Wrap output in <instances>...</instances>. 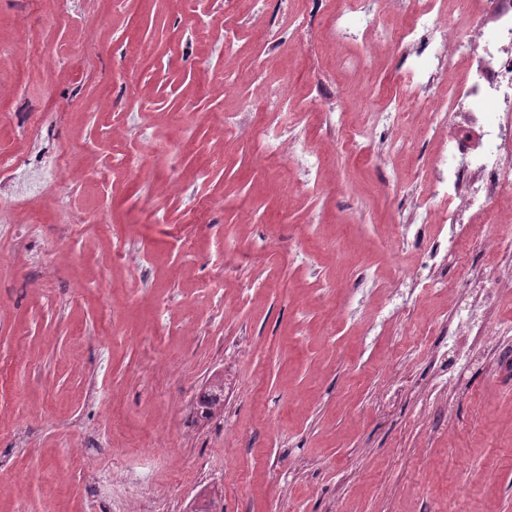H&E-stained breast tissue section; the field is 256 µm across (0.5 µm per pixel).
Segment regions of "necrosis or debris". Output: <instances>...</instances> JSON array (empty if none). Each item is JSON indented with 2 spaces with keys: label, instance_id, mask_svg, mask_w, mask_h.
Returning a JSON list of instances; mask_svg holds the SVG:
<instances>
[{
  "label": "necrosis or debris",
  "instance_id": "necrosis-or-debris-1",
  "mask_svg": "<svg viewBox=\"0 0 512 512\" xmlns=\"http://www.w3.org/2000/svg\"><path fill=\"white\" fill-rule=\"evenodd\" d=\"M471 12L490 26L492 36L479 45L449 39L448 26L425 0H408V25L386 33L385 43L394 47L411 42L412 52L435 60L427 81L413 69L401 70L394 95L380 113L384 122L397 121L410 107L437 116L457 105L467 108L460 129L448 138V160L443 166L444 184H429V207L422 222L448 227L446 237L426 249L428 257L458 256L461 243L470 251L512 248V0H467ZM468 61L464 83L450 86L446 99L432 94L443 74L460 61ZM485 265L460 266L446 287L448 303L463 313L465 332L475 336L482 355L496 356L499 337L511 330L495 316L502 273Z\"/></svg>",
  "mask_w": 512,
  "mask_h": 512
}]
</instances>
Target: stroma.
Listing matches in <instances>:
<instances>
[{
    "label": "stroma",
    "instance_id": "35a3bbf8",
    "mask_svg": "<svg viewBox=\"0 0 512 512\" xmlns=\"http://www.w3.org/2000/svg\"><path fill=\"white\" fill-rule=\"evenodd\" d=\"M342 7L0 0V157L71 152L58 209L24 175L6 188L0 512H119L89 473L144 469L158 447L160 512H186L202 484L222 512H448L463 491L467 512H512V367L490 396L479 356L461 370L412 346L424 332L439 351L462 347L439 290L455 264L423 259L439 225L402 231L427 206L447 127L413 110L369 155L322 163L371 125L366 99L384 103L404 61L381 44L404 9L367 32ZM368 53L366 75L352 63ZM283 80L314 123L259 133L244 102ZM90 98L109 110H85ZM281 134L299 157L267 168ZM34 213L42 224L19 236ZM401 274L396 321L369 335ZM387 357L402 383L388 401ZM217 374L224 415L206 418L198 400Z\"/></svg>",
    "mask_w": 512,
    "mask_h": 512
}]
</instances>
